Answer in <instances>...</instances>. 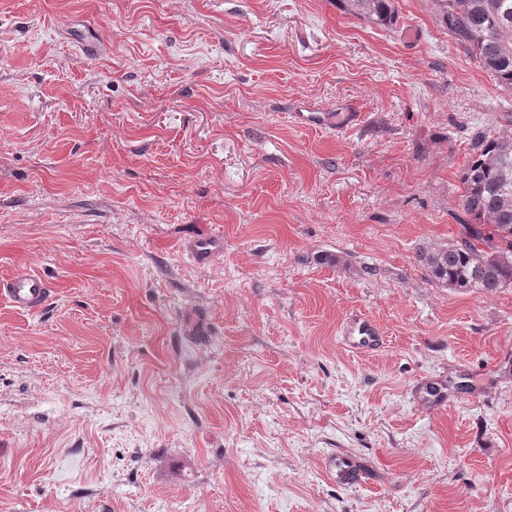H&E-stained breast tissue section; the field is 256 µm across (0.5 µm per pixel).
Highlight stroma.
<instances>
[{
    "label": "stroma",
    "mask_w": 512,
    "mask_h": 512,
    "mask_svg": "<svg viewBox=\"0 0 512 512\" xmlns=\"http://www.w3.org/2000/svg\"><path fill=\"white\" fill-rule=\"evenodd\" d=\"M397 8L0 0V512H512V287L418 260L512 91ZM347 13L372 24L391 27L398 13L394 0H336ZM223 238L216 234H207L195 239L189 248L191 258L198 264H203L219 251L223 250ZM52 292L50 282L38 275L19 273L0 281V294L25 311H40L47 307ZM343 335L349 348L360 352L373 351L382 342L378 324L368 317L357 314L347 320Z\"/></svg>",
    "instance_id": "stroma-1"
}]
</instances>
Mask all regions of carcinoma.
<instances>
[{
	"label": "carcinoma",
	"mask_w": 512,
	"mask_h": 512,
	"mask_svg": "<svg viewBox=\"0 0 512 512\" xmlns=\"http://www.w3.org/2000/svg\"><path fill=\"white\" fill-rule=\"evenodd\" d=\"M372 24L397 21L395 0H336ZM437 20L495 82L512 90V0H434ZM458 223L465 239L423 251L419 261L437 284L494 292L512 285V140L483 134L458 174Z\"/></svg>",
	"instance_id": "cac0c4a2"
}]
</instances>
